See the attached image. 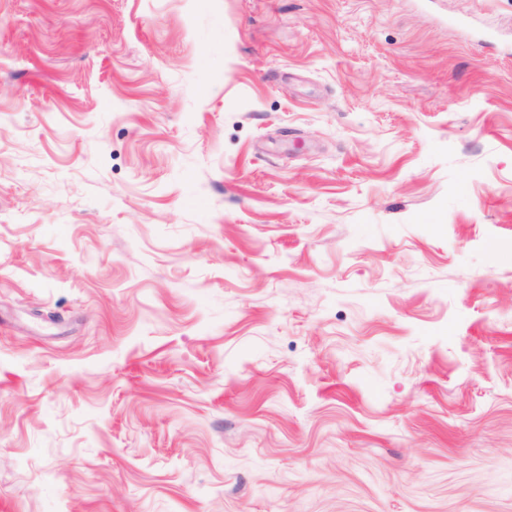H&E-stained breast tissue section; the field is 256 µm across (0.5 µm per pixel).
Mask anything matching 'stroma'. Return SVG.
Returning <instances> with one entry per match:
<instances>
[{
	"instance_id": "obj_1",
	"label": "stroma",
	"mask_w": 512,
	"mask_h": 512,
	"mask_svg": "<svg viewBox=\"0 0 512 512\" xmlns=\"http://www.w3.org/2000/svg\"><path fill=\"white\" fill-rule=\"evenodd\" d=\"M0 512H512V0H0Z\"/></svg>"
}]
</instances>
